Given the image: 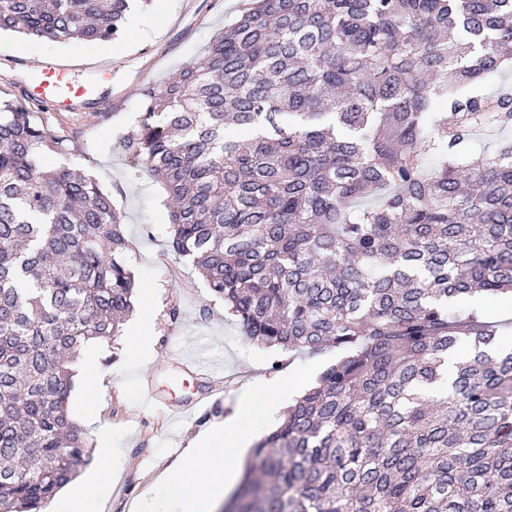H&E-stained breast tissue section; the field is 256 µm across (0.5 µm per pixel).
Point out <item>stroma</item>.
<instances>
[{
	"label": "stroma",
	"instance_id": "1",
	"mask_svg": "<svg viewBox=\"0 0 512 512\" xmlns=\"http://www.w3.org/2000/svg\"><path fill=\"white\" fill-rule=\"evenodd\" d=\"M246 0H153L129 12L121 34L104 44L65 43L0 36V97L18 99L29 86L34 66L54 63L83 81L107 72L95 94L65 110L31 103L35 121L71 148L67 157L45 155L47 168L68 166L94 179L125 215L128 264L134 275V316L121 334L98 352L83 351L71 366L69 412L83 421L88 410L101 411L119 459L101 486L102 512H133L147 486L179 455L192 433L230 413L244 388L285 381L301 389L339 359V352L293 355L261 347L244 335L195 270L191 259L171 247L167 194L160 181L127 152L125 138L141 114V90L162 85L181 68L197 62L209 43L234 22ZM31 49L17 53L18 44ZM151 321V340L131 355L127 336L135 318ZM209 337L219 358L217 382L187 372L195 354L191 337ZM107 372V387L95 385L96 372ZM169 402V410L146 406L145 390ZM208 396L196 409V397Z\"/></svg>",
	"mask_w": 512,
	"mask_h": 512
}]
</instances>
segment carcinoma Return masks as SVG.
I'll list each match as a JSON object with an SVG mask.
<instances>
[{
  "label": "carcinoma",
  "instance_id": "carcinoma-1",
  "mask_svg": "<svg viewBox=\"0 0 512 512\" xmlns=\"http://www.w3.org/2000/svg\"><path fill=\"white\" fill-rule=\"evenodd\" d=\"M130 0H0V30L103 44ZM512 0H249L161 87L127 150L166 187L171 246L251 340L345 355L252 450L231 512H512V351L448 303L512 292ZM66 140L0 99V512L89 461L81 343L133 308L124 216L41 157ZM454 364L448 389L428 393ZM503 139H512V128L504 130H481L474 134V137L471 141V148L476 153H479L484 149L492 150L495 144L499 140Z\"/></svg>",
  "mask_w": 512,
  "mask_h": 512
}]
</instances>
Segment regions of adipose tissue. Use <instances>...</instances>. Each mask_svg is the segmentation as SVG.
<instances>
[{
	"mask_svg": "<svg viewBox=\"0 0 512 512\" xmlns=\"http://www.w3.org/2000/svg\"><path fill=\"white\" fill-rule=\"evenodd\" d=\"M262 415L252 396H245L237 413L199 430L175 462L166 468L137 501V512H215L224 496V482L205 480L215 454L233 456L247 448Z\"/></svg>",
	"mask_w": 512,
	"mask_h": 512,
	"instance_id": "obj_1",
	"label": "adipose tissue"
}]
</instances>
